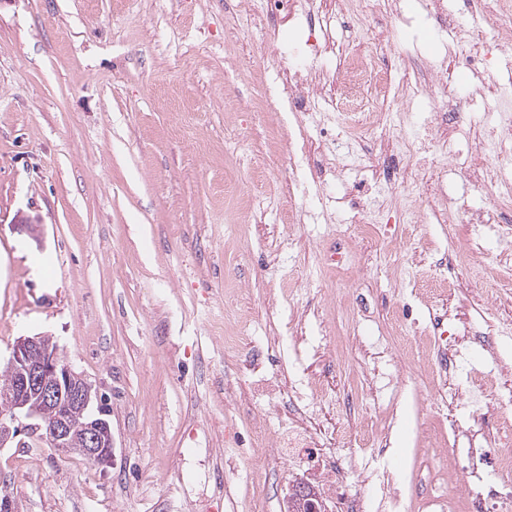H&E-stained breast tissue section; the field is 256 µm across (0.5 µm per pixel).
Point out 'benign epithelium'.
Instances as JSON below:
<instances>
[{"mask_svg": "<svg viewBox=\"0 0 512 512\" xmlns=\"http://www.w3.org/2000/svg\"><path fill=\"white\" fill-rule=\"evenodd\" d=\"M6 366L13 382L0 391L1 448L25 432L60 453L98 464L112 461V428L109 414L101 410L102 395L67 362L54 337H19ZM292 499L314 512L322 494L313 484L298 481Z\"/></svg>", "mask_w": 512, "mask_h": 512, "instance_id": "obj_1", "label": "benign epithelium"}]
</instances>
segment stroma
Masks as SVG:
<instances>
[{"label": "stroma", "mask_w": 512, "mask_h": 512, "mask_svg": "<svg viewBox=\"0 0 512 512\" xmlns=\"http://www.w3.org/2000/svg\"><path fill=\"white\" fill-rule=\"evenodd\" d=\"M400 3L399 19L371 20L394 29L397 84L452 45L445 28L413 26L423 0ZM303 36L263 0H0V358L19 337L57 339L106 397L115 446L107 465L31 439L0 448L12 512H283L288 451L270 442L254 461L251 424L279 429L297 406L249 399L257 347L261 373L327 388L322 433H357L361 457L386 443L379 465L417 497L449 420L472 416L431 377L427 291L460 243L474 254L450 271L459 302L497 353L463 346L450 386L477 396L512 379V244L393 211L380 241L344 238L342 181L298 188L287 125L255 121L282 96L269 46ZM304 206L325 220L289 223ZM339 248L354 255L344 275L321 262Z\"/></svg>", "instance_id": "obj_1"}]
</instances>
